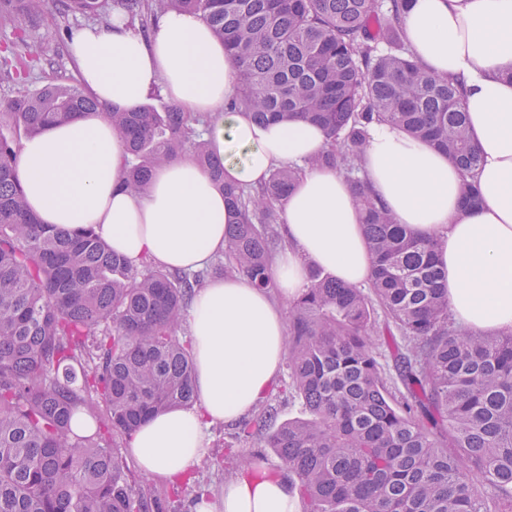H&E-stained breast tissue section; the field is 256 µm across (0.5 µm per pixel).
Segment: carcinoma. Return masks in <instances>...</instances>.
<instances>
[{
  "label": "carcinoma",
  "instance_id": "cac0c4a2",
  "mask_svg": "<svg viewBox=\"0 0 512 512\" xmlns=\"http://www.w3.org/2000/svg\"><path fill=\"white\" fill-rule=\"evenodd\" d=\"M110 6L143 34L171 10L202 17L236 60L228 109L257 124L299 117L322 127L331 144L310 165L338 167L362 212L369 290L314 269L289 313L280 392L299 397L306 416L279 422L267 404L239 440L270 428L262 447L295 476L303 512H512V330L455 325L435 239L397 223L359 176L368 130L386 122L459 165L464 207L480 201L462 86L410 54L407 0H0V22L33 25L48 9L105 20ZM21 48L0 57L10 92L0 99V512H164L152 489L129 480L118 444L196 401L192 336L180 334L196 290L228 271L274 288L277 203L298 168L277 166L254 189L227 184L207 116L166 104L107 113L128 153L122 188L145 192L159 166L189 155L235 216L206 269L136 267L94 230L58 232L27 209L21 136L97 103L75 80L20 83L47 54L41 43ZM377 306L400 337L395 379L375 353ZM79 410L112 442L76 433Z\"/></svg>",
  "mask_w": 512,
  "mask_h": 512
}]
</instances>
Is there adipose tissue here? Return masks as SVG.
<instances>
[{
    "instance_id": "1",
    "label": "adipose tissue",
    "mask_w": 512,
    "mask_h": 512,
    "mask_svg": "<svg viewBox=\"0 0 512 512\" xmlns=\"http://www.w3.org/2000/svg\"><path fill=\"white\" fill-rule=\"evenodd\" d=\"M403 30L428 71L463 84L482 155V200L462 209L456 163L388 123L369 129L362 176L397 223L436 237L454 320L479 333L512 330V81L505 77L512 70V0H410ZM70 54L100 109L23 140L16 173L40 223L94 229L135 264L148 257L195 271L223 252L232 215L223 191L190 157L159 167L146 193L119 186L127 155L106 112L136 108L158 88L182 111L210 116L209 138L226 158V183L255 186L274 165L300 166L278 205L286 243L272 275L280 295L297 297L313 268L353 286L369 284L373 259L346 178L336 168L307 164L327 150L326 132L301 119L259 125L228 111L235 61L200 16L167 12L145 37L117 13L109 25L77 29ZM189 316L198 402L151 417L129 448L141 474L163 485L207 454L210 426L236 424L258 405L286 356L280 305L240 274L209 281ZM202 512H302V503L288 471L260 463L226 481Z\"/></svg>"
}]
</instances>
